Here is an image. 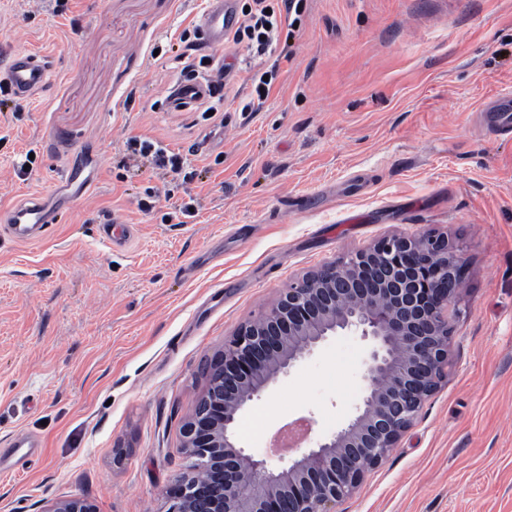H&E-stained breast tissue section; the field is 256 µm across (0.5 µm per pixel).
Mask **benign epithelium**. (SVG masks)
Instances as JSON below:
<instances>
[{"instance_id":"1","label":"benign epithelium","mask_w":512,"mask_h":512,"mask_svg":"<svg viewBox=\"0 0 512 512\" xmlns=\"http://www.w3.org/2000/svg\"><path fill=\"white\" fill-rule=\"evenodd\" d=\"M464 265L443 236L393 235L296 279L225 342L210 368L207 388L182 425L180 451L191 464L169 488L168 512H336L415 425L447 367L456 295L448 273ZM338 333L375 342L362 403L276 472L237 444L233 424L278 375ZM43 512L96 509L72 498Z\"/></svg>"}]
</instances>
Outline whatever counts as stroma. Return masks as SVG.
Segmentation results:
<instances>
[{"instance_id": "1", "label": "stroma", "mask_w": 512, "mask_h": 512, "mask_svg": "<svg viewBox=\"0 0 512 512\" xmlns=\"http://www.w3.org/2000/svg\"><path fill=\"white\" fill-rule=\"evenodd\" d=\"M304 5L289 57L225 45L231 96L208 119L166 101L204 74L172 36L197 31L205 0H0V55L51 66L44 91L0 107V448L42 445L0 476V512L71 498L167 512L182 424L225 342L294 278L402 233L446 236L466 260L448 370L337 510L512 512V137L479 122L512 88V0ZM274 64L268 98L242 113ZM135 136L180 153L192 181L133 166ZM189 193L200 207L181 224ZM36 195L54 221L15 243L3 219ZM115 219L130 227L119 245L103 231ZM370 347L328 337L239 414V445L300 458L360 403ZM301 419L303 448L273 454ZM268 75V81H264V76ZM279 77V70L274 64L270 68L264 71H257L252 76V82L254 85L253 92L257 98V108L264 103L267 99L272 85L276 82Z\"/></svg>"}]
</instances>
